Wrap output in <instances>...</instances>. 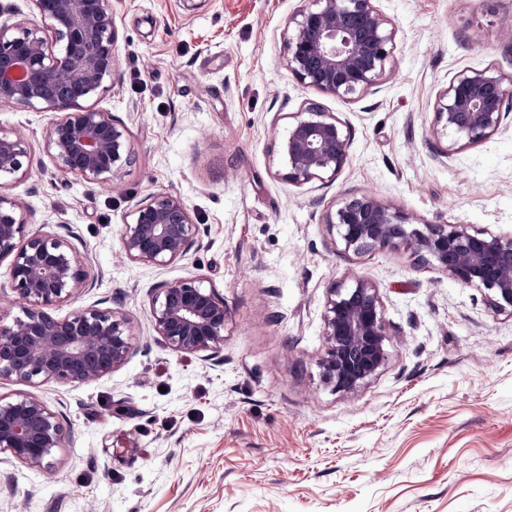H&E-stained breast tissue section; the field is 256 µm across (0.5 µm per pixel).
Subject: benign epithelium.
I'll return each instance as SVG.
<instances>
[{
  "label": "benign epithelium",
  "mask_w": 512,
  "mask_h": 512,
  "mask_svg": "<svg viewBox=\"0 0 512 512\" xmlns=\"http://www.w3.org/2000/svg\"><path fill=\"white\" fill-rule=\"evenodd\" d=\"M34 15L0 22V103L57 112L46 132L55 167L95 183L120 176L131 162L127 129L112 113L85 102L114 81L117 32L110 0H34ZM291 18L286 65L304 85L349 99L374 85L386 70L396 30L372 0H306ZM512 99V76L492 69L459 72L441 95L434 134L451 135L446 154L496 134ZM343 124L310 103L282 141L288 181H332L348 160ZM32 166L19 131L0 130V179L25 177ZM323 223L341 252L365 255L405 248L456 281L486 292L491 307L512 316V235L465 224H416L392 204L364 194L328 210ZM25 219L16 201L0 194V261L9 260L11 287L24 301L23 316L0 326V380L38 385L84 383L124 365L131 354L126 317L96 306L64 319L48 309L86 287L88 273L71 242L51 232L23 238ZM185 201L155 194L135 207L119 230L123 258L165 267L198 242ZM154 331L174 352L200 354L224 342L228 310L214 288L180 278L149 288ZM326 355L321 381L338 393L360 389L385 366L388 332L379 289L356 278L328 290L323 310ZM65 440L58 414L34 395L0 396V455L31 468L50 464Z\"/></svg>",
  "instance_id": "obj_1"
}]
</instances>
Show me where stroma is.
Returning <instances> with one entry per match:
<instances>
[{
	"label": "stroma",
	"instance_id": "obj_1",
	"mask_svg": "<svg viewBox=\"0 0 512 512\" xmlns=\"http://www.w3.org/2000/svg\"><path fill=\"white\" fill-rule=\"evenodd\" d=\"M396 28L385 75L349 100L285 62L302 0H112L120 76L92 104L129 133L110 183L59 172L52 113L0 104L33 169L5 182L26 233L67 236L93 281L55 305L131 321V356L89 383L2 380L72 436L47 468L0 461V512H512V316L411 251L344 255L322 222L372 194L428 224L512 235V115L485 142L442 155L440 94L463 70L512 74V0H373ZM318 102L343 124L330 182H289L280 146ZM181 196L201 243L165 268L120 259L119 230L151 195ZM197 277L228 309L224 343L173 352L148 289ZM379 289L389 360L357 392L320 379L335 283Z\"/></svg>",
	"mask_w": 512,
	"mask_h": 512
}]
</instances>
